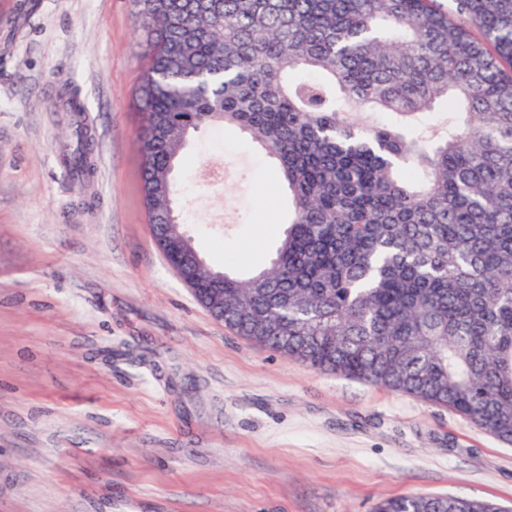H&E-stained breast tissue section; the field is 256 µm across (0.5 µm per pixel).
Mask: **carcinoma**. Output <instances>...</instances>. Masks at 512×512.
I'll return each mask as SVG.
<instances>
[{
    "instance_id": "carcinoma-1",
    "label": "carcinoma",
    "mask_w": 512,
    "mask_h": 512,
    "mask_svg": "<svg viewBox=\"0 0 512 512\" xmlns=\"http://www.w3.org/2000/svg\"><path fill=\"white\" fill-rule=\"evenodd\" d=\"M136 0L151 39L142 182L156 247L205 126L242 131L293 213L270 266L195 274L224 326L512 443V0ZM59 97L83 112L78 88ZM391 120L383 123L379 116ZM63 156L94 174L87 128ZM377 512H503L407 494Z\"/></svg>"
}]
</instances>
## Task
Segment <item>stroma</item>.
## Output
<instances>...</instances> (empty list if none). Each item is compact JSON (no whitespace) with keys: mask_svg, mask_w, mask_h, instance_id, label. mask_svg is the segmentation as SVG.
Masks as SVG:
<instances>
[{"mask_svg":"<svg viewBox=\"0 0 512 512\" xmlns=\"http://www.w3.org/2000/svg\"><path fill=\"white\" fill-rule=\"evenodd\" d=\"M137 11L0 0V512H374L403 494L512 512V445L238 336L168 266L143 201ZM66 80L93 137L86 185L62 162ZM175 181L210 267L269 265L288 195L244 134L193 133Z\"/></svg>","mask_w":512,"mask_h":512,"instance_id":"stroma-1","label":"stroma"}]
</instances>
